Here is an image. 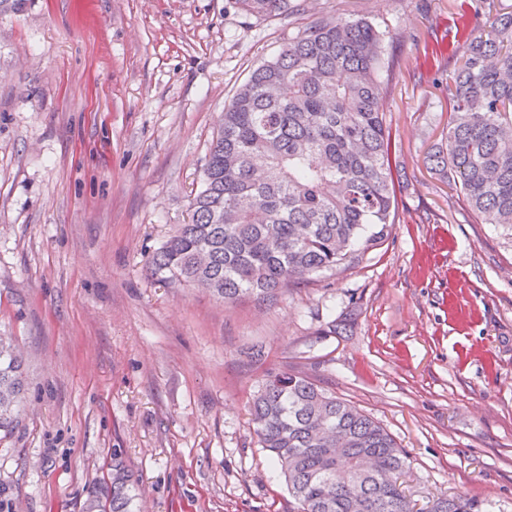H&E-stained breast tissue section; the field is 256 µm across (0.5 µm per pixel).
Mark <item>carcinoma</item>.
I'll use <instances>...</instances> for the list:
<instances>
[{"instance_id":"1","label":"carcinoma","mask_w":512,"mask_h":512,"mask_svg":"<svg viewBox=\"0 0 512 512\" xmlns=\"http://www.w3.org/2000/svg\"><path fill=\"white\" fill-rule=\"evenodd\" d=\"M239 2L254 15L288 10V0ZM382 43L366 20L327 19L254 69L221 115L189 221L148 258L151 273L226 304L275 302L381 246L397 208ZM458 54L448 132L428 161L484 223L512 232V11L468 35ZM25 392L22 355L0 337V431L18 423ZM250 415L293 512H412L398 483L405 451L309 375L267 371ZM136 484L112 449V473L83 512H141ZM428 512H475V502L439 497Z\"/></svg>"}]
</instances>
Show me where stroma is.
Segmentation results:
<instances>
[{
  "instance_id": "35a3bbf8",
  "label": "stroma",
  "mask_w": 512,
  "mask_h": 512,
  "mask_svg": "<svg viewBox=\"0 0 512 512\" xmlns=\"http://www.w3.org/2000/svg\"><path fill=\"white\" fill-rule=\"evenodd\" d=\"M290 3L25 0L0 16V336L28 382L0 435V512H82L116 448L144 512H289L250 420L270 369L381 422L413 512L441 496L512 512V242L426 163L450 115L454 4ZM325 18L369 21L394 62L386 241L272 306L152 276L236 89ZM244 11L254 15L275 16L288 10V0H238Z\"/></svg>"
}]
</instances>
